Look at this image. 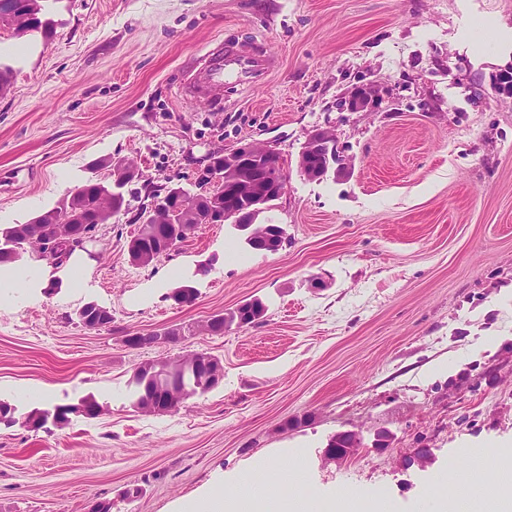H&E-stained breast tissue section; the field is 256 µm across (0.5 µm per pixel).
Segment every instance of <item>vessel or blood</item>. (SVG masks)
I'll use <instances>...</instances> for the list:
<instances>
[{
    "label": "vessel or blood",
    "mask_w": 512,
    "mask_h": 512,
    "mask_svg": "<svg viewBox=\"0 0 512 512\" xmlns=\"http://www.w3.org/2000/svg\"><path fill=\"white\" fill-rule=\"evenodd\" d=\"M273 65L270 57L246 54L236 46L208 52L205 62L194 70L189 80L181 88L182 95L210 99L215 88L227 83L246 84L268 71Z\"/></svg>",
    "instance_id": "b4317fda"
}]
</instances>
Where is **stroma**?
<instances>
[{
    "instance_id": "stroma-1",
    "label": "stroma",
    "mask_w": 512,
    "mask_h": 512,
    "mask_svg": "<svg viewBox=\"0 0 512 512\" xmlns=\"http://www.w3.org/2000/svg\"><path fill=\"white\" fill-rule=\"evenodd\" d=\"M52 32L0 28V224H21L93 176L99 157L137 161L135 189H193L209 153L254 140L290 173L270 216L275 253L230 224H202L157 262L130 263L136 225L114 216L61 288L12 289L0 305V400L18 413L94 397L103 412L62 429L0 425V512H175L254 463H296L315 497L386 488L390 512H439L432 484L499 478L512 457V0H47ZM271 54L255 82L183 98L185 72L224 41ZM379 82L369 112L340 103ZM334 129L355 168L296 171L313 129ZM324 286L311 288V279ZM188 284L195 300L175 304ZM259 298L262 324L131 348L134 334L196 324ZM94 302L110 326L74 317ZM205 350L224 365L209 392L139 412L147 359ZM365 449L328 463L337 433ZM389 449L373 451L377 432ZM430 462L419 467L416 449ZM141 493L123 498L124 488Z\"/></svg>"
}]
</instances>
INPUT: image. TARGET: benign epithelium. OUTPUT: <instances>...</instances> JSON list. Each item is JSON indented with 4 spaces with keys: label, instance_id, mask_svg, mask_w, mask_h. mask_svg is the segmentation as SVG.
Returning a JSON list of instances; mask_svg holds the SVG:
<instances>
[{
    "label": "benign epithelium",
    "instance_id": "1",
    "mask_svg": "<svg viewBox=\"0 0 512 512\" xmlns=\"http://www.w3.org/2000/svg\"><path fill=\"white\" fill-rule=\"evenodd\" d=\"M378 88L367 85L352 92L350 98L342 101L349 112H360L377 104ZM318 159L323 165L313 168L309 161ZM299 174L309 180H317L328 173L341 177L353 167L351 157L344 155L336 133L329 128H317L307 137L296 162ZM290 174L282 168L271 146L256 141L247 142L235 149L224 152V170L213 173L211 182L224 188V197H233L234 209L224 213V222L242 225L247 237L257 244L268 241V225L258 223V216L264 211L268 190L284 195L288 189ZM151 223L146 232H163L166 238L163 244L174 249L179 239L172 238V224L175 214L169 204L160 198L154 202L150 215ZM181 364L196 371H202L200 380L208 386L218 385L224 378L223 364L210 355L195 351L183 358ZM346 444L342 448L324 451V460L328 463H342L354 458L363 448L359 435L346 433Z\"/></svg>",
    "mask_w": 512,
    "mask_h": 512
}]
</instances>
